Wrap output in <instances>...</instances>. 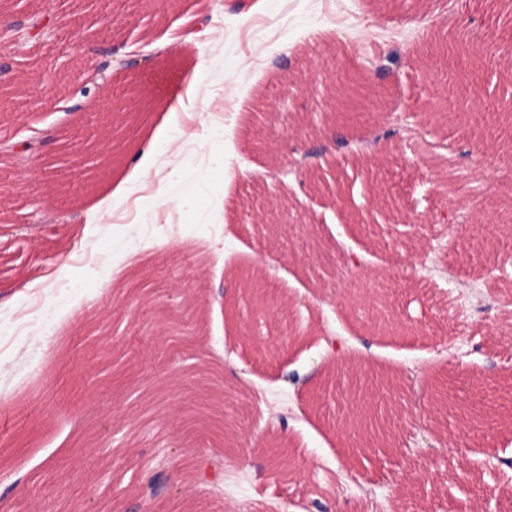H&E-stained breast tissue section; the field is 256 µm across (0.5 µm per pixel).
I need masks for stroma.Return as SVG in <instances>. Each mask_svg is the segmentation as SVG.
<instances>
[{
  "mask_svg": "<svg viewBox=\"0 0 512 512\" xmlns=\"http://www.w3.org/2000/svg\"><path fill=\"white\" fill-rule=\"evenodd\" d=\"M36 9L46 35L0 51V506L136 512L163 470L213 512H512V116L487 112L512 64L433 54L502 42L512 0H0V19ZM391 51L378 111L326 113L324 86ZM323 143L340 206L273 177ZM456 171L460 219L434 222ZM284 198L306 229L271 248L254 213ZM312 236L358 253L361 307L324 290ZM256 263L290 339L235 287ZM326 336L400 372L394 447L342 438L371 384L330 371ZM276 443L290 473L258 460Z\"/></svg>",
  "mask_w": 512,
  "mask_h": 512,
  "instance_id": "obj_1",
  "label": "stroma"
}]
</instances>
